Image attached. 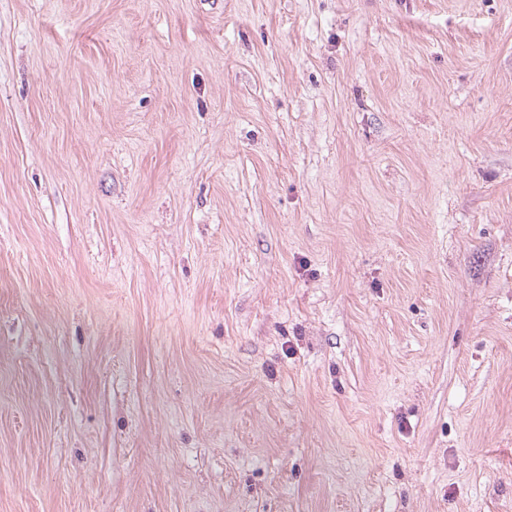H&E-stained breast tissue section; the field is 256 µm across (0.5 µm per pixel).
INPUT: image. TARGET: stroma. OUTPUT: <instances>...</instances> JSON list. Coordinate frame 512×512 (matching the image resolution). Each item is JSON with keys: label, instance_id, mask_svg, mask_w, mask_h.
<instances>
[{"label": "stroma", "instance_id": "stroma-1", "mask_svg": "<svg viewBox=\"0 0 512 512\" xmlns=\"http://www.w3.org/2000/svg\"><path fill=\"white\" fill-rule=\"evenodd\" d=\"M0 512H512V0H0Z\"/></svg>", "mask_w": 512, "mask_h": 512}]
</instances>
